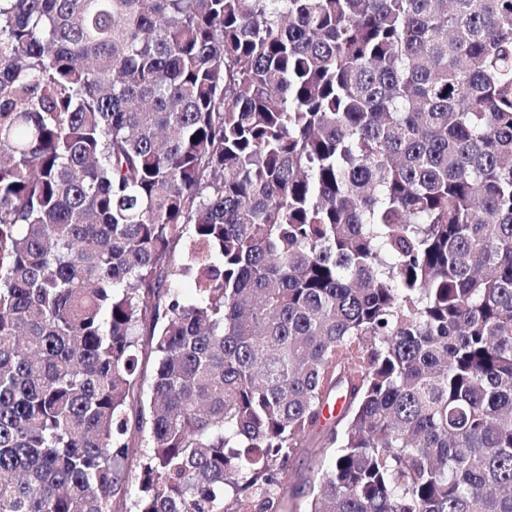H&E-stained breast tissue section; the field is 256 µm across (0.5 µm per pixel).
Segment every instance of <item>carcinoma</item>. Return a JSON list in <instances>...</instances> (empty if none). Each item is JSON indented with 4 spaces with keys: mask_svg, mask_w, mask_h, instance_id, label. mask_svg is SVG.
I'll list each match as a JSON object with an SVG mask.
<instances>
[{
    "mask_svg": "<svg viewBox=\"0 0 512 512\" xmlns=\"http://www.w3.org/2000/svg\"><path fill=\"white\" fill-rule=\"evenodd\" d=\"M290 488L512 512V0H0V512ZM327 430L324 428H318L317 432L314 436L309 437V450L300 452L299 454L295 455V457L292 460L291 468L294 472H301L305 473L309 470V468L314 466V455L312 454V451L314 448H317L319 446V442L324 438L326 435Z\"/></svg>",
    "mask_w": 512,
    "mask_h": 512,
    "instance_id": "cac0c4a2",
    "label": "carcinoma"
}]
</instances>
